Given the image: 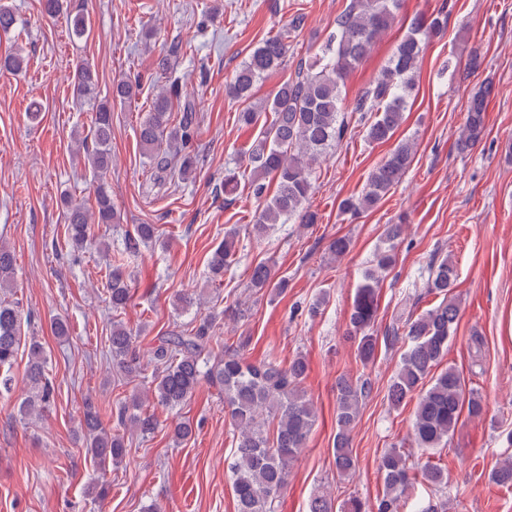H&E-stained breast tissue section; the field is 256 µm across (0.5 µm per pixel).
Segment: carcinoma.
I'll return each instance as SVG.
<instances>
[{
	"mask_svg": "<svg viewBox=\"0 0 512 512\" xmlns=\"http://www.w3.org/2000/svg\"><path fill=\"white\" fill-rule=\"evenodd\" d=\"M70 0H42L45 16H66L71 35L79 40L90 33L89 20L82 13H71ZM400 8V0H351L336 18V29L327 39L322 56L299 65L294 78L282 83L274 96L252 100L254 84L268 72L281 67L288 57V43L278 34L262 41L225 86V93L246 103L238 113L245 126L257 123L264 112L271 120L261 127L248 161L252 167L249 189L259 211L252 225L255 236H262L273 224L294 221L303 226L317 223V214L309 208L313 192L311 175L328 152L338 146L353 125L366 127L370 142L390 140L401 124L408 100L416 85V73L427 41L439 35L446 24L442 14L422 17L399 41L377 80L348 106L342 87L349 72L370 53L375 41L391 27ZM179 53L174 46L159 58L158 70L166 79L139 125V143L160 176L188 180L193 177L197 157L192 150L195 135V102L181 97L179 77L171 67V57ZM96 75L91 66L76 67L73 91L78 97L94 100L91 138L79 146L86 150L88 166L103 174L112 165L109 143L112 135L111 100H96ZM180 103L182 115L174 121L173 101ZM486 97L472 98L467 108L460 140L461 148L477 144L484 132ZM414 143L405 140L375 166L367 177L364 190L341 201V210L352 215L375 207L399 184L410 167ZM68 240L75 251L85 249L92 236V214L83 202L65 196ZM97 223L117 224L120 215L112 204L105 185L95 193ZM408 225L388 224L385 246L379 248L363 282L357 288L348 317V333L357 341V356L362 365L375 362L379 341L386 345L406 344L400 364L390 379L387 400L397 409L406 401L417 399L411 423L416 447L436 453L448 446L462 412L481 417L483 397L466 389L464 379L452 365L436 371L448 353L459 320V303L454 294L458 272L448 255L430 263L425 293L440 302L419 314L409 315L403 323L385 328L382 336L374 334L377 317V287L382 274L393 265L394 250L405 239ZM234 231L224 234V244L212 253L210 279L221 280L235 255ZM13 251L0 244V287L14 276ZM107 292L112 310L126 308L130 299L124 265L109 261ZM248 287L268 290L277 296L288 291V279L278 278L271 266L259 263L251 269ZM213 318H203L189 333L172 332L150 351L154 369L147 390L132 396L120 407L118 429L104 426L94 403H84L83 425L86 448L98 468L118 467L128 448L126 432L141 436L154 433L159 426L153 412L143 409L145 400L177 408L190 399L202 379L224 391V413L238 431L229 470L236 500V512H275L276 502L287 484L290 467L305 448L316 424L317 411L300 385L307 372V362L297 355L284 366L275 360L248 361L245 343L224 345L212 355ZM21 312L17 306L0 300V388L11 389L10 369L18 351ZM112 362L131 379L141 375L140 355L131 330L121 321L112 322L109 336ZM26 378L29 395L20 404L23 418L40 419L54 400L55 387L47 372V357L37 342L29 346ZM336 434L332 452L336 474L352 476L357 467L351 448V432L360 406L371 392V381L364 376H342L336 382ZM378 470L383 480L382 496L375 512H447L448 500L426 501L418 487L427 484L439 491L448 487V470L431 459L411 461L400 448L387 449ZM497 485L512 488V457L502 460L489 473ZM309 512H362L359 500L349 498L335 504L331 496H315Z\"/></svg>",
	"mask_w": 512,
	"mask_h": 512,
	"instance_id": "cac0c4a2",
	"label": "carcinoma"
}]
</instances>
